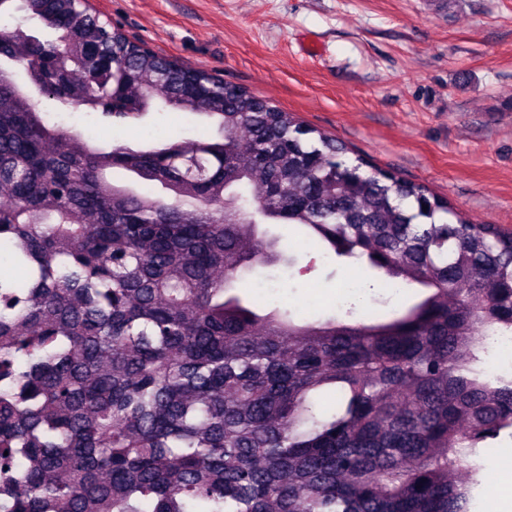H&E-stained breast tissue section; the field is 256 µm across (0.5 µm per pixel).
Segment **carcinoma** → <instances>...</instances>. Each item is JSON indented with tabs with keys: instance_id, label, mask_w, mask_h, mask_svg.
Segmentation results:
<instances>
[{
	"instance_id": "cac0c4a2",
	"label": "carcinoma",
	"mask_w": 512,
	"mask_h": 512,
	"mask_svg": "<svg viewBox=\"0 0 512 512\" xmlns=\"http://www.w3.org/2000/svg\"><path fill=\"white\" fill-rule=\"evenodd\" d=\"M18 12L54 38L0 28V512H471L479 449L512 438V371L486 368L512 232L80 0ZM47 101L219 135L102 145ZM270 224L419 293L266 310L235 284L295 266Z\"/></svg>"
}]
</instances>
